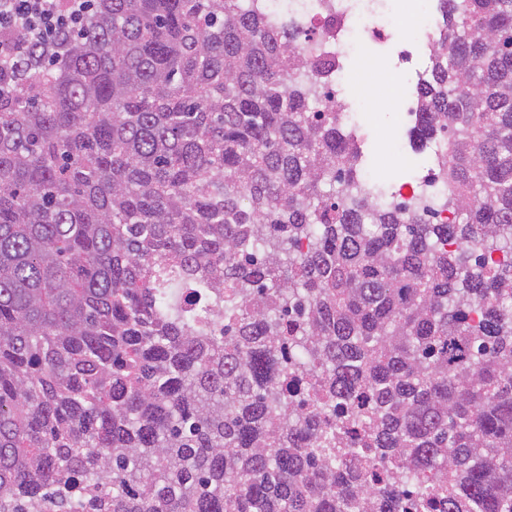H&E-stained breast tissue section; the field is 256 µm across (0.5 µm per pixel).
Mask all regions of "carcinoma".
I'll return each mask as SVG.
<instances>
[{"mask_svg":"<svg viewBox=\"0 0 512 512\" xmlns=\"http://www.w3.org/2000/svg\"><path fill=\"white\" fill-rule=\"evenodd\" d=\"M435 5L450 224L266 0H94L0 102V512H512V0Z\"/></svg>","mask_w":512,"mask_h":512,"instance_id":"1","label":"carcinoma"}]
</instances>
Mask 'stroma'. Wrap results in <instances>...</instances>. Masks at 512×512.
Instances as JSON below:
<instances>
[{
    "label": "stroma",
    "instance_id": "stroma-1",
    "mask_svg": "<svg viewBox=\"0 0 512 512\" xmlns=\"http://www.w3.org/2000/svg\"><path fill=\"white\" fill-rule=\"evenodd\" d=\"M425 6V0H417L405 42L370 46L347 64L353 74L359 72L362 64H378L395 79L393 100L384 99L378 105H371L350 84L346 85L341 95L342 100L359 102L362 108L363 126L359 136L366 173L396 187L422 176L423 168L430 159L429 153L425 151L402 152V145L410 141L409 129L412 122L397 107L399 101L415 98L414 83L404 80L402 76L405 64L401 59V50L404 43L416 40Z\"/></svg>",
    "mask_w": 512,
    "mask_h": 512
}]
</instances>
